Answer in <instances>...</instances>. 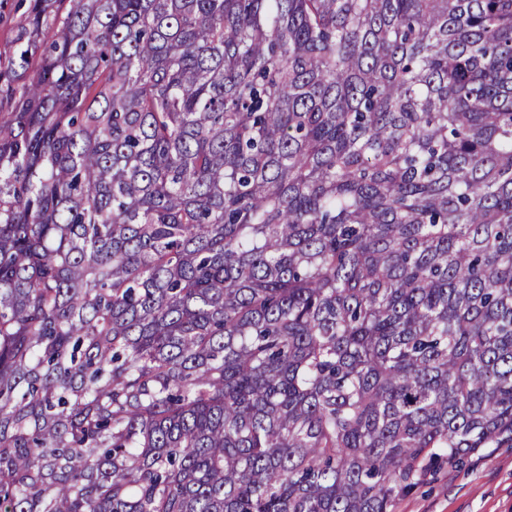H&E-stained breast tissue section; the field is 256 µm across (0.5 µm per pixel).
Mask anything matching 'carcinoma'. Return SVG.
<instances>
[{"label":"carcinoma","instance_id":"cac0c4a2","mask_svg":"<svg viewBox=\"0 0 512 512\" xmlns=\"http://www.w3.org/2000/svg\"><path fill=\"white\" fill-rule=\"evenodd\" d=\"M29 2L0 512H394L512 446V0Z\"/></svg>","mask_w":512,"mask_h":512}]
</instances>
